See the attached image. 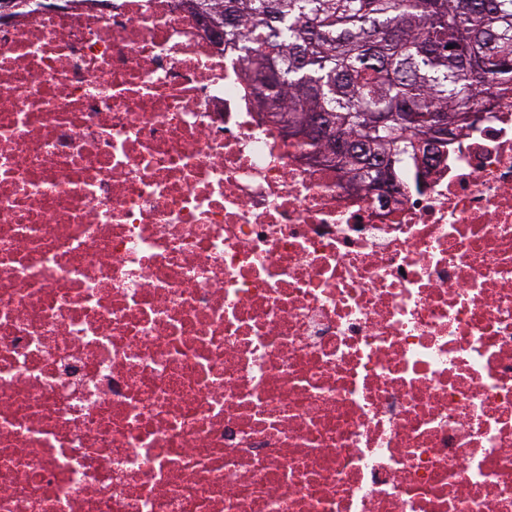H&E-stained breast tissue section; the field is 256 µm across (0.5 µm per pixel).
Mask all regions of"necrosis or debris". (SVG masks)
<instances>
[{
	"instance_id": "4bbe7bcc",
	"label": "necrosis or debris",
	"mask_w": 512,
	"mask_h": 512,
	"mask_svg": "<svg viewBox=\"0 0 512 512\" xmlns=\"http://www.w3.org/2000/svg\"><path fill=\"white\" fill-rule=\"evenodd\" d=\"M309 163L177 0L0 21V512H512V102Z\"/></svg>"
}]
</instances>
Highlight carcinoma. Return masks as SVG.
I'll return each mask as SVG.
<instances>
[{"instance_id":"1","label":"carcinoma","mask_w":512,"mask_h":512,"mask_svg":"<svg viewBox=\"0 0 512 512\" xmlns=\"http://www.w3.org/2000/svg\"><path fill=\"white\" fill-rule=\"evenodd\" d=\"M224 9L258 106L329 112L332 147L364 183L416 163L418 135L470 128L512 96V0H208Z\"/></svg>"}]
</instances>
